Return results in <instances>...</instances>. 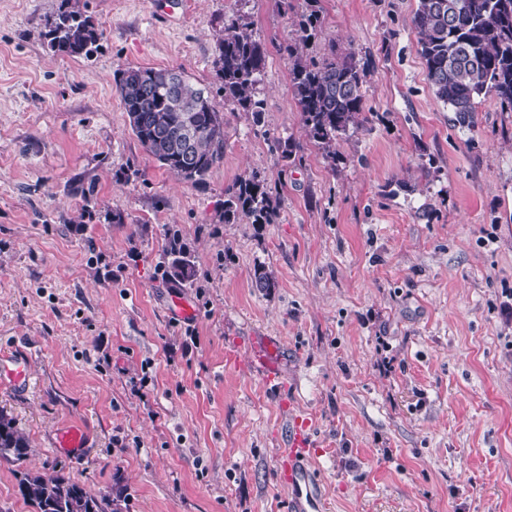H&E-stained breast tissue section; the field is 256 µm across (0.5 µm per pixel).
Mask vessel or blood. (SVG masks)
<instances>
[{
	"instance_id": "b4317fda",
	"label": "vessel or blood",
	"mask_w": 512,
	"mask_h": 512,
	"mask_svg": "<svg viewBox=\"0 0 512 512\" xmlns=\"http://www.w3.org/2000/svg\"><path fill=\"white\" fill-rule=\"evenodd\" d=\"M250 361L266 383L279 381L278 354L273 344L266 341L255 344L250 350ZM28 377L29 364L26 359L16 355L0 357L1 382L21 387L27 384ZM312 432L313 424L309 419L292 417L286 434V446L277 457V466L286 480L290 512H321L319 480L311 467ZM53 446L63 453L77 456L85 446L84 436L79 429L70 428L57 435Z\"/></svg>"
}]
</instances>
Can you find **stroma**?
I'll list each match as a JSON object with an SVG mask.
<instances>
[{"mask_svg":"<svg viewBox=\"0 0 512 512\" xmlns=\"http://www.w3.org/2000/svg\"><path fill=\"white\" fill-rule=\"evenodd\" d=\"M81 4L102 32L87 59L43 37L60 0H0V355L30 364L0 409L31 447L0 463V512H34L17 477L53 470L122 512H288L276 455L292 413L313 422L325 512H512V110L488 95L454 123L417 0H320L303 54L369 66L368 120L331 162L281 50L304 0ZM234 16L267 51L260 128L217 91ZM138 67L215 90L224 158L201 185L132 133L114 76ZM275 137L301 162L277 165ZM256 169L270 223L222 222L225 190ZM173 231L193 286L165 275ZM260 266L276 288H256ZM266 338L277 391L250 363ZM67 426L81 455L52 446Z\"/></svg>","mask_w":512,"mask_h":512,"instance_id":"35a3bbf8","label":"stroma"}]
</instances>
